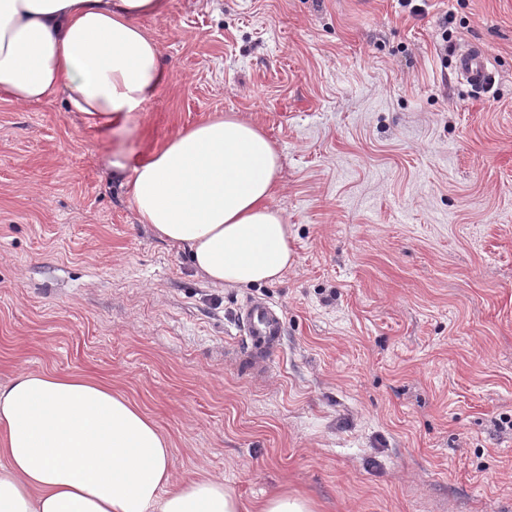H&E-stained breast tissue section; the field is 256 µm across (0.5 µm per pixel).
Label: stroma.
Listing matches in <instances>:
<instances>
[{"instance_id":"35a3bbf8","label":"stroma","mask_w":512,"mask_h":512,"mask_svg":"<svg viewBox=\"0 0 512 512\" xmlns=\"http://www.w3.org/2000/svg\"><path fill=\"white\" fill-rule=\"evenodd\" d=\"M169 78L122 130L0 93V383L111 381L177 476L318 512H512V0H168ZM475 44L492 89L454 52ZM234 112L281 157L295 264L220 288L139 223L130 163ZM124 169L112 168V161ZM285 336L245 374L236 321ZM456 70L463 80L475 88L487 86L494 79L487 55L473 44L457 51ZM237 319L246 344L240 364L245 372L259 376L282 346L285 328L281 310L268 301L249 299L239 307ZM257 512H316L314 503L301 495L283 491L264 500Z\"/></svg>"}]
</instances>
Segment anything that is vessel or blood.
<instances>
[{
    "label": "vessel or blood",
    "instance_id": "vessel-or-blood-1",
    "mask_svg": "<svg viewBox=\"0 0 512 512\" xmlns=\"http://www.w3.org/2000/svg\"><path fill=\"white\" fill-rule=\"evenodd\" d=\"M456 70L463 80L476 88L489 85L494 78L487 55L472 44L458 50ZM237 319L246 344L241 365L245 372L260 375L270 357L282 346L285 331L282 313L268 301L249 299L240 306Z\"/></svg>",
    "mask_w": 512,
    "mask_h": 512
}]
</instances>
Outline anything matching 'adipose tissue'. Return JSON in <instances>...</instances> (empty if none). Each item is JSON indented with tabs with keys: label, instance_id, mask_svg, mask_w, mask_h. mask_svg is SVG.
I'll list each match as a JSON object with an SVG mask.
<instances>
[{
	"label": "adipose tissue",
	"instance_id": "ef3b65f1",
	"mask_svg": "<svg viewBox=\"0 0 512 512\" xmlns=\"http://www.w3.org/2000/svg\"><path fill=\"white\" fill-rule=\"evenodd\" d=\"M167 0H0V91L64 94L102 125L126 122L166 79L140 25ZM280 156L260 126L226 114L135 162L141 223L210 284L279 280L295 261L273 206ZM0 512H252L217 476L176 478L172 443L111 383L19 372L0 386Z\"/></svg>",
	"mask_w": 512,
	"mask_h": 512
}]
</instances>
